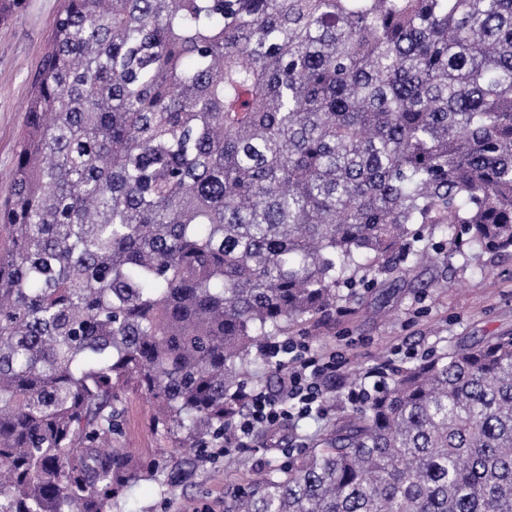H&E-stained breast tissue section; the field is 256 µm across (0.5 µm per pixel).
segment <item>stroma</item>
<instances>
[{"label": "stroma", "instance_id": "stroma-1", "mask_svg": "<svg viewBox=\"0 0 512 512\" xmlns=\"http://www.w3.org/2000/svg\"><path fill=\"white\" fill-rule=\"evenodd\" d=\"M60 5L61 0H22L17 14L0 23V195L7 190L5 179L25 123L30 77ZM412 230L424 253L409 259L406 273H366L353 297H342L336 309L293 322L284 331V338L348 360L327 384L334 398L326 417L289 420L288 440L295 450L310 446L330 422L352 414L348 392L364 383L372 368L406 365L512 333V251L485 253L480 268L464 251L438 260L436 247L448 244L445 227L416 224ZM114 445L134 452L142 475L120 493L113 512H224L227 491L287 460L258 437L249 447L195 460L154 431L145 397L136 390L126 395Z\"/></svg>", "mask_w": 512, "mask_h": 512}]
</instances>
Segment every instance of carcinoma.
<instances>
[{
    "instance_id": "carcinoma-1",
    "label": "carcinoma",
    "mask_w": 512,
    "mask_h": 512,
    "mask_svg": "<svg viewBox=\"0 0 512 512\" xmlns=\"http://www.w3.org/2000/svg\"><path fill=\"white\" fill-rule=\"evenodd\" d=\"M9 182L0 512H112L127 391L205 448L411 225L512 249V0H63ZM388 377L224 512H512V334Z\"/></svg>"
}]
</instances>
